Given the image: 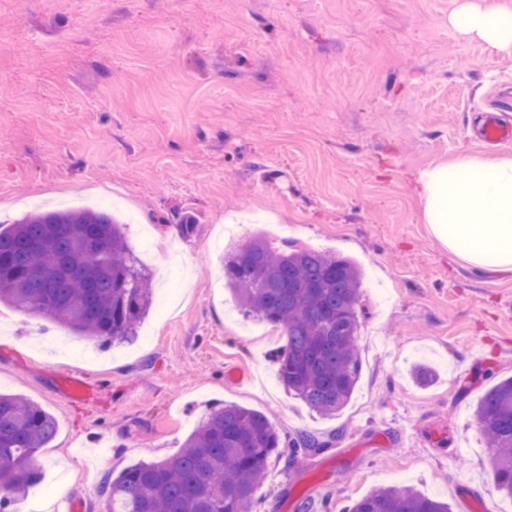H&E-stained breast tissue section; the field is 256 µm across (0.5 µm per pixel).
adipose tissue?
Listing matches in <instances>:
<instances>
[{
	"label": "adipose tissue",
	"instance_id": "adipose-tissue-1",
	"mask_svg": "<svg viewBox=\"0 0 512 512\" xmlns=\"http://www.w3.org/2000/svg\"><path fill=\"white\" fill-rule=\"evenodd\" d=\"M463 33L512 52V9L462 5L452 17ZM422 218L448 253L477 269L512 271V156L462 155L421 171Z\"/></svg>",
	"mask_w": 512,
	"mask_h": 512
}]
</instances>
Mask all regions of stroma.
I'll return each instance as SVG.
<instances>
[{
  "label": "stroma",
  "instance_id": "35a3bbf8",
  "mask_svg": "<svg viewBox=\"0 0 512 512\" xmlns=\"http://www.w3.org/2000/svg\"><path fill=\"white\" fill-rule=\"evenodd\" d=\"M463 2L0 0V224L111 204L155 297L171 298L132 341L86 340V357L52 351L68 329L41 334L0 303V392L57 423L36 458L43 512L64 488L78 512H102L106 477L175 455L225 403L267 413L281 438L332 442L271 458L258 512L394 485L451 512H512L473 416L512 376V272L443 250L414 189L459 155H512L480 139L512 54L453 25ZM256 235L364 272L360 377L335 416L285 389L284 336L224 287L225 251ZM420 359L432 384L412 375ZM72 375L86 400L57 389ZM326 445L314 435L302 433L288 441L289 459H296L300 454H308L315 448H325Z\"/></svg>",
  "mask_w": 512,
  "mask_h": 512
}]
</instances>
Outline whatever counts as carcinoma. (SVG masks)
<instances>
[{"label":"carcinoma","instance_id":"cac0c4a2","mask_svg":"<svg viewBox=\"0 0 512 512\" xmlns=\"http://www.w3.org/2000/svg\"><path fill=\"white\" fill-rule=\"evenodd\" d=\"M224 278L240 310L282 330L279 379L311 410L334 416L360 376L358 304L362 272L351 258L274 247L253 237L231 250ZM148 275L121 225L103 210L44 211L0 224V302L104 343L124 342L151 302ZM492 448L493 479L512 500V377L490 386L474 409ZM55 419L40 406L0 393V506L15 512L42 474L37 454L54 439ZM325 447L302 433L295 459ZM281 439L262 412L226 404L212 410L179 452L106 480L105 512H254L255 494ZM348 512H450L448 503L408 486L355 501Z\"/></svg>","mask_w":512,"mask_h":512}]
</instances>
